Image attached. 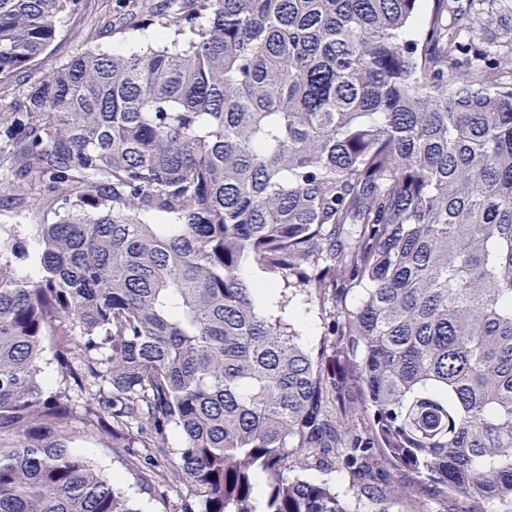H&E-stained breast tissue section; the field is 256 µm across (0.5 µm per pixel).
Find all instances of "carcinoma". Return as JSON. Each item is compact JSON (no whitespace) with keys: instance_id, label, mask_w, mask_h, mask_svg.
Instances as JSON below:
<instances>
[{"instance_id":"1","label":"carcinoma","mask_w":512,"mask_h":512,"mask_svg":"<svg viewBox=\"0 0 512 512\" xmlns=\"http://www.w3.org/2000/svg\"><path fill=\"white\" fill-rule=\"evenodd\" d=\"M126 2L156 44L0 110V211L53 208L0 225V512H139L83 431L180 512H257L259 477L262 512L512 509V62L456 72L418 0ZM87 5L0 0V84ZM267 289L331 302L328 344ZM335 470H319L314 468L306 471L304 474L305 478L311 483H327V485L336 490V494L346 499H352L355 496L352 488L354 483L352 476Z\"/></svg>"}]
</instances>
